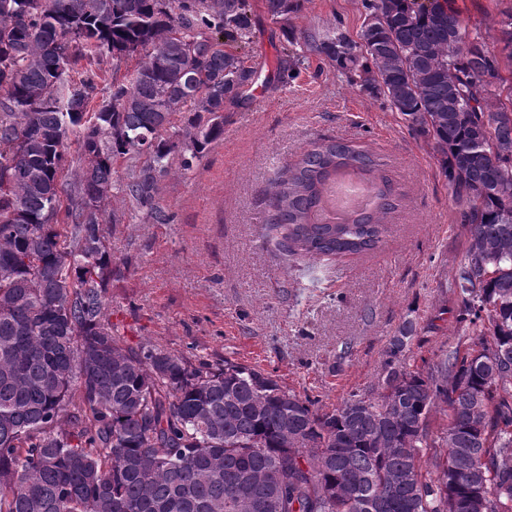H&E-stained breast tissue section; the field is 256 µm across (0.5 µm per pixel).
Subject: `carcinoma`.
<instances>
[{"label":"carcinoma","instance_id":"obj_1","mask_svg":"<svg viewBox=\"0 0 512 512\" xmlns=\"http://www.w3.org/2000/svg\"><path fill=\"white\" fill-rule=\"evenodd\" d=\"M263 2L282 73L327 61L438 157L469 232L452 286L472 343L414 367L407 320L377 386L329 411L248 364L125 345L105 313L103 211L118 189L170 222L158 180L223 138L255 81L250 0H0V512H240L239 483L251 512H454L470 486L479 512H512V11L498 57L450 0H361L355 39L296 32L303 0ZM108 57L130 63L122 77L106 79ZM72 136L83 165L65 178ZM347 171L372 185V207L326 223L325 190ZM398 202L379 158L324 140L274 174L265 224L286 255L342 258L381 248Z\"/></svg>","mask_w":512,"mask_h":512}]
</instances>
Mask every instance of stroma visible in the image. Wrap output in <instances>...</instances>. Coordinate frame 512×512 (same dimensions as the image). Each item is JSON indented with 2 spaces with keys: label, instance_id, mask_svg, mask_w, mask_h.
<instances>
[{
  "label": "stroma",
  "instance_id": "stroma-1",
  "mask_svg": "<svg viewBox=\"0 0 512 512\" xmlns=\"http://www.w3.org/2000/svg\"><path fill=\"white\" fill-rule=\"evenodd\" d=\"M470 32L497 50L512 0H453ZM361 0H305L296 29L342 24L358 35ZM246 49L266 85L251 104L224 114V137L196 167L173 169L156 201L171 216L156 224L114 194L103 215L118 273L107 315L128 345L147 342L190 362L234 359L264 369L328 410L374 386L385 345L406 320L412 352L429 368L463 339L448 284L465 257L466 225L437 158L398 112L311 57L280 78L281 27L252 0ZM327 138L369 150L385 163L401 202L376 251L319 261H285L265 236L273 173Z\"/></svg>",
  "mask_w": 512,
  "mask_h": 512
}]
</instances>
